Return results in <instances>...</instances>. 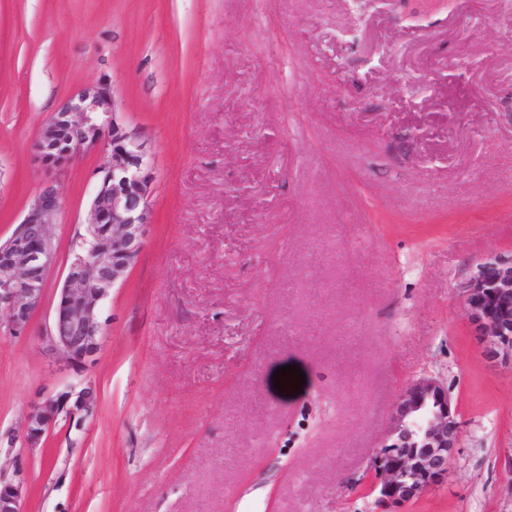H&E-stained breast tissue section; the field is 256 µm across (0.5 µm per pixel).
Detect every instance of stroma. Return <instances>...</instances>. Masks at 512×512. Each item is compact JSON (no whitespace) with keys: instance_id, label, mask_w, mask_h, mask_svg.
<instances>
[{"instance_id":"obj_1","label":"stroma","mask_w":512,"mask_h":512,"mask_svg":"<svg viewBox=\"0 0 512 512\" xmlns=\"http://www.w3.org/2000/svg\"><path fill=\"white\" fill-rule=\"evenodd\" d=\"M111 84L154 158L155 222L95 364L40 335L101 157L32 145ZM56 261L31 329L0 314V461L23 512H378L372 457L403 382L448 385L445 484L399 512H512V367L459 287L512 255V0H0V236L46 184ZM303 370L302 393L274 386ZM96 384L81 437L29 450L43 395Z\"/></svg>"}]
</instances>
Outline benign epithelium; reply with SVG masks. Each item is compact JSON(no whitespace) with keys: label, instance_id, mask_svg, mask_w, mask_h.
<instances>
[{"label":"benign epithelium","instance_id":"7a95c632","mask_svg":"<svg viewBox=\"0 0 512 512\" xmlns=\"http://www.w3.org/2000/svg\"><path fill=\"white\" fill-rule=\"evenodd\" d=\"M38 158L59 170L89 151L102 156L86 231L105 244L65 269L52 321L42 334L49 352L66 367L81 372L94 363L112 290L127 279L154 223L150 206L154 168L142 131L124 124L110 84L85 87L53 113L39 134ZM60 202L56 187L45 186L28 204L23 219L0 238V311L15 335L29 332L40 307L55 257V227ZM461 311L481 343L482 356L512 366V256H490L459 288ZM96 386L85 385L46 396L24 417L19 438L25 447H41L49 430L64 423L81 435L98 412ZM461 422L448 386L420 375L400 388L388 417L385 437L373 457L383 512L409 502L448 478L460 439ZM26 487L23 469L7 472L0 463V512H22Z\"/></svg>","mask_w":512,"mask_h":512}]
</instances>
